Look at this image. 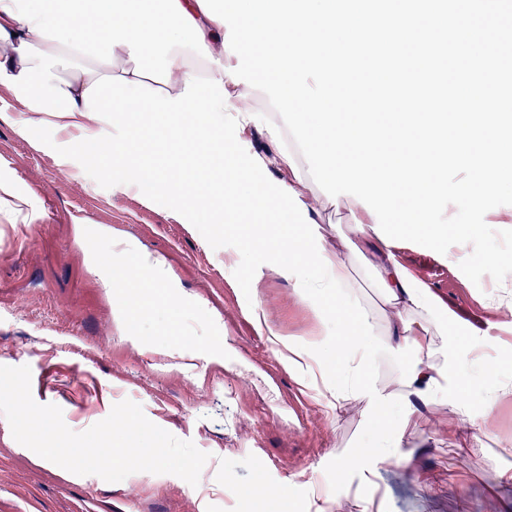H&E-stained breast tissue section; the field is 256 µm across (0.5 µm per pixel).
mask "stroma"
Returning a JSON list of instances; mask_svg holds the SVG:
<instances>
[{"mask_svg":"<svg viewBox=\"0 0 512 512\" xmlns=\"http://www.w3.org/2000/svg\"><path fill=\"white\" fill-rule=\"evenodd\" d=\"M17 100L0 92V365L47 370L34 400L55 404L82 432L124 400L175 437L208 454L198 485L137 472L109 483L44 462L12 436L0 414V505L8 512H512V392L486 406V383L466 367V406L438 394L406 415L395 380L412 349L383 353L373 367L390 393L388 424L406 457L364 456L374 433L368 398L335 410L320 396L336 363L319 323L293 282L241 237L182 220L165 197L118 188L88 165L68 136L33 147L16 133ZM326 245L350 264L358 301L378 304L371 269L355 238L320 205ZM135 241L168 271L166 304L127 324L128 291L100 279L102 259ZM446 254L400 241L395 252L447 309L448 345L461 358L512 348V310L497 307L491 276L473 284ZM262 309L267 324L252 312ZM307 353L304 365L289 348ZM471 425H464V418ZM353 462L337 472L340 458Z\"/></svg>","mask_w":512,"mask_h":512,"instance_id":"stroma-1","label":"stroma"}]
</instances>
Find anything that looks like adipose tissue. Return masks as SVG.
I'll list each match as a JSON object with an SVG mask.
<instances>
[{"instance_id":"obj_1","label":"adipose tissue","mask_w":512,"mask_h":512,"mask_svg":"<svg viewBox=\"0 0 512 512\" xmlns=\"http://www.w3.org/2000/svg\"><path fill=\"white\" fill-rule=\"evenodd\" d=\"M0 0V89L10 93L26 117L22 137L40 128L49 135L77 133L76 147H94L98 165L130 176L146 197L179 202V215L193 223L221 224L243 232L248 247L277 258L280 273L296 282L300 298L318 320L334 319L328 337L342 371L336 402L355 393L370 397L379 419L373 428L374 456L394 464L397 454L383 450L391 433L384 419L391 398L378 389L371 369L380 351L412 347L397 383L407 412L417 411L440 391L459 401L461 361L435 339L447 336V310L430 289L401 264L392 247L374 231L375 216L354 197L337 200L354 231L359 254L370 255L381 288L375 313L355 299L358 283L347 264L335 258L318 232L315 210L301 188L312 185L308 165L267 94L225 75L237 59L223 47L227 32L211 20L197 0H179L200 26L212 58L173 47L169 83L134 75L128 46L114 47L112 64L79 63L78 53L31 32L29 23L4 12ZM265 124L270 153L241 156L252 126ZM288 171L290 180L274 178ZM122 257L131 272L123 287L148 291L159 301L167 294L162 263L133 244ZM386 320L377 328L376 317Z\"/></svg>"}]
</instances>
